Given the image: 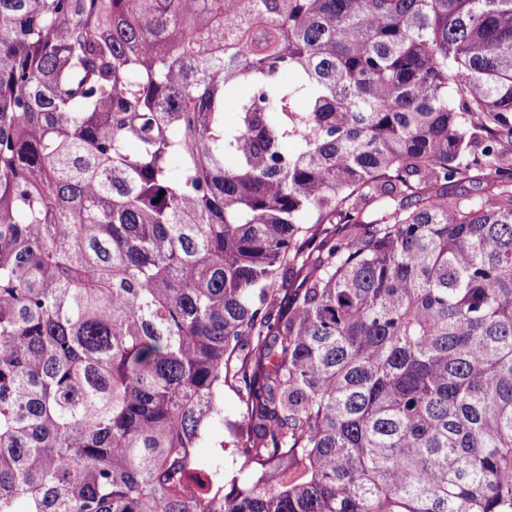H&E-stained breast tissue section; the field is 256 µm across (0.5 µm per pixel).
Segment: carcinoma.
<instances>
[{"label": "carcinoma", "mask_w": 512, "mask_h": 512, "mask_svg": "<svg viewBox=\"0 0 512 512\" xmlns=\"http://www.w3.org/2000/svg\"><path fill=\"white\" fill-rule=\"evenodd\" d=\"M509 147L512 0H0V512H512Z\"/></svg>", "instance_id": "obj_1"}]
</instances>
